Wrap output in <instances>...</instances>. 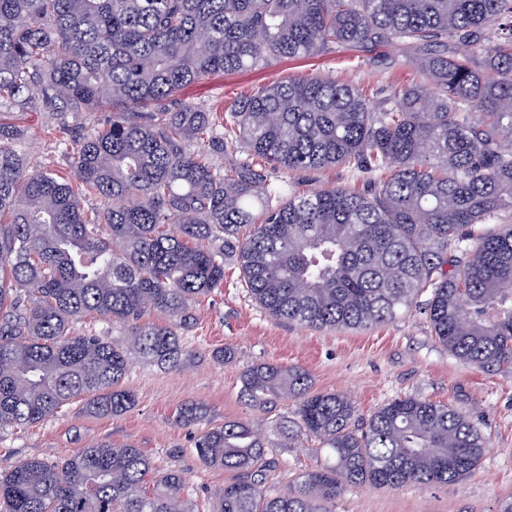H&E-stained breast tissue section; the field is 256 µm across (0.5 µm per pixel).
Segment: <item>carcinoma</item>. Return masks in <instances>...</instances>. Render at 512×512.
<instances>
[{"mask_svg": "<svg viewBox=\"0 0 512 512\" xmlns=\"http://www.w3.org/2000/svg\"><path fill=\"white\" fill-rule=\"evenodd\" d=\"M508 36H499L502 30ZM414 49V78L386 96L317 76L267 85L216 112L167 101L224 71L332 46ZM464 50H457V46ZM57 112L81 190L29 166L13 110ZM112 107L75 134L71 112ZM250 160L224 169L225 149ZM355 167L366 189L288 192L290 170ZM100 198L84 209L79 192ZM512 0H0V430L87 397L118 417L135 361L178 366L198 297L239 264L273 318L312 330L388 323L430 294L432 335L484 372L512 367ZM252 226L246 237L240 228ZM160 312L167 323L145 320ZM99 317L124 334L80 335ZM240 396L284 398L279 447L305 435L325 462L283 489L269 440L226 421L194 437L234 478L212 512H336L364 485L400 489L471 475L489 441L472 417L415 394L368 419L345 392H313L297 366L246 367ZM180 470L97 442L58 464L0 474V512H194Z\"/></svg>", "mask_w": 512, "mask_h": 512, "instance_id": "1", "label": "carcinoma"}]
</instances>
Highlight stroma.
Wrapping results in <instances>:
<instances>
[{
    "mask_svg": "<svg viewBox=\"0 0 512 512\" xmlns=\"http://www.w3.org/2000/svg\"><path fill=\"white\" fill-rule=\"evenodd\" d=\"M410 56L400 45L332 47L310 57L278 59L260 71L213 74L186 86L173 103H228L274 82L312 76L352 82L383 96L392 84L410 78ZM18 123L31 166L70 175L71 159L50 133L51 114L23 112ZM287 180L299 190H360L366 176L336 167L298 171ZM195 316L193 327L182 336L192 353L184 366L165 370L133 363L123 381L137 397L132 410L100 417L83 413L75 403L25 430H0V472L29 457L62 461L92 442L130 443L158 467L185 471L191 499L199 512H208V492L233 474L203 465L193 451V437L229 420H242L271 434L275 420L291 414L293 400H281L273 409L247 407L239 399V377L248 365L277 362L305 369L313 391L349 393L364 416L404 393L451 404L474 414L490 442L470 477L397 490L366 485L340 497L336 512H498L502 500L512 499V369L487 374L463 364L435 340L422 310L402 313L371 329L309 330L269 316L251 298L239 265L229 260L224 264L223 287L200 297ZM225 346L234 349V358L214 361L212 351ZM188 403L202 406L203 418L184 427L178 413ZM172 448L180 449V456H169ZM273 455L280 466L270 480L280 487L322 461L317 442L303 437L290 447L274 449Z\"/></svg>",
    "mask_w": 512,
    "mask_h": 512,
    "instance_id": "1",
    "label": "stroma"
}]
</instances>
